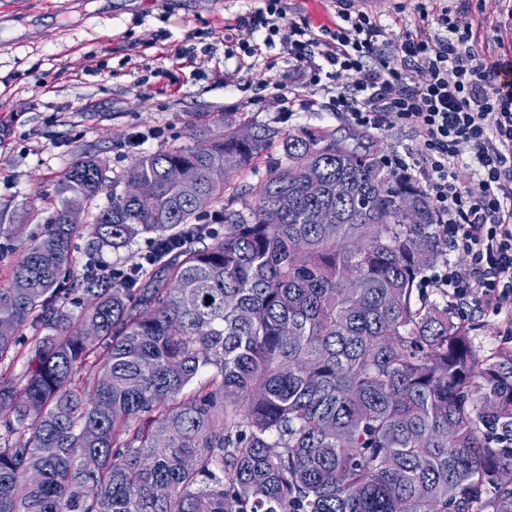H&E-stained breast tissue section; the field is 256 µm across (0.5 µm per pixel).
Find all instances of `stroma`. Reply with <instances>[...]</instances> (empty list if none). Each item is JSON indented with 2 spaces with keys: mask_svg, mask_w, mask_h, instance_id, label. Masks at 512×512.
I'll return each instance as SVG.
<instances>
[{
  "mask_svg": "<svg viewBox=\"0 0 512 512\" xmlns=\"http://www.w3.org/2000/svg\"><path fill=\"white\" fill-rule=\"evenodd\" d=\"M261 0H0V220L23 227L0 235V283L24 243L53 212L57 184L76 155H98L107 176L138 156L192 143V126L232 112L242 128L278 131L264 156L279 158L280 136L305 127L353 136L332 113L298 100L253 101L246 82L281 91L298 78L270 50L251 70L227 57L224 33ZM512 10L497 0L473 12L479 53L499 55L494 27ZM474 342L490 353L512 336L503 315L466 306Z\"/></svg>",
  "mask_w": 512,
  "mask_h": 512,
  "instance_id": "35a3bbf8",
  "label": "stroma"
}]
</instances>
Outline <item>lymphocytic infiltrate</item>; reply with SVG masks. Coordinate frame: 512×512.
Wrapping results in <instances>:
<instances>
[{
  "label": "lymphocytic infiltrate",
  "instance_id": "obj_1",
  "mask_svg": "<svg viewBox=\"0 0 512 512\" xmlns=\"http://www.w3.org/2000/svg\"><path fill=\"white\" fill-rule=\"evenodd\" d=\"M339 20L312 29L288 18L286 0H264L238 17L239 49L256 58L281 47L306 90H326L327 111L345 116L362 131L410 129L415 149L386 159L405 179L421 185L451 250L470 259V272L452 264L432 269L433 288L454 298L512 308V55L486 60L470 44L467 12L439 8L442 32L430 36L421 25L395 38L375 16L351 12L339 0ZM350 78L351 87L341 86ZM474 170L469 184L462 167Z\"/></svg>",
  "mask_w": 512,
  "mask_h": 512
}]
</instances>
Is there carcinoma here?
I'll list each match as a JSON object with an SVG mask.
<instances>
[{
  "label": "carcinoma",
  "mask_w": 512,
  "mask_h": 512,
  "mask_svg": "<svg viewBox=\"0 0 512 512\" xmlns=\"http://www.w3.org/2000/svg\"><path fill=\"white\" fill-rule=\"evenodd\" d=\"M222 124L137 157L89 224L68 204L97 196L101 165L66 169L0 286V512H512V347L480 354L424 287L448 248L426 195L316 129L242 187L271 133ZM84 232L91 259L150 254L74 280ZM87 235L84 233L83 237L76 238L74 240V257H75V264H74V275H79L83 273V268L85 263L88 261V257L85 254V247L87 242ZM147 242H145L144 239H139L135 243L132 244L131 248L128 251H122L120 253H114L111 250H104L99 256H98V262H102L112 268H118V269H112L109 270L105 266H103L100 263H94V264H88L86 263L84 268V273L89 275H98V274H105L110 275L114 277L121 276L122 273H124L122 268H126L127 264V256L133 253H143L147 249Z\"/></svg>",
  "instance_id": "cac0c4a2"
}]
</instances>
